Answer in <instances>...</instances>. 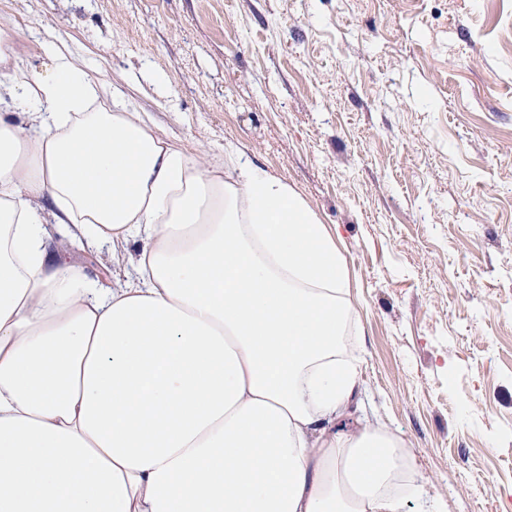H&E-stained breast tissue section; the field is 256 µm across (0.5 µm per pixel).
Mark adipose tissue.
I'll list each match as a JSON object with an SVG mask.
<instances>
[{"mask_svg": "<svg viewBox=\"0 0 512 512\" xmlns=\"http://www.w3.org/2000/svg\"><path fill=\"white\" fill-rule=\"evenodd\" d=\"M0 16V512H403L404 451L337 432L357 394L336 239L232 148L203 164L64 43ZM139 249L101 290L46 247Z\"/></svg>", "mask_w": 512, "mask_h": 512, "instance_id": "adipose-tissue-1", "label": "adipose tissue"}]
</instances>
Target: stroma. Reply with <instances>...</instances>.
<instances>
[{
	"label": "stroma",
	"mask_w": 512,
	"mask_h": 512,
	"mask_svg": "<svg viewBox=\"0 0 512 512\" xmlns=\"http://www.w3.org/2000/svg\"><path fill=\"white\" fill-rule=\"evenodd\" d=\"M23 65L64 41L156 134L246 149L336 237L360 379L347 429L401 442L404 512H512V0H0ZM103 289L136 245H75Z\"/></svg>",
	"instance_id": "stroma-1"
}]
</instances>
